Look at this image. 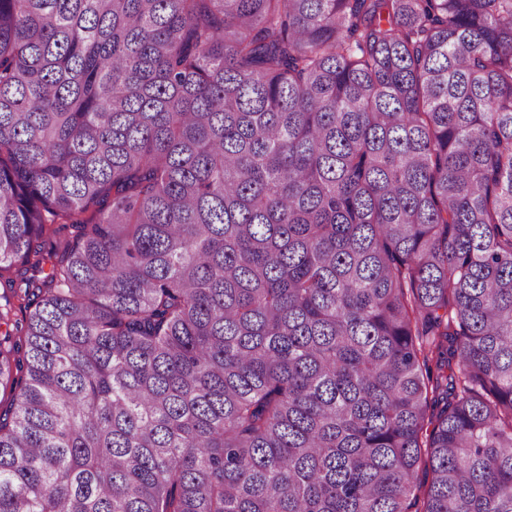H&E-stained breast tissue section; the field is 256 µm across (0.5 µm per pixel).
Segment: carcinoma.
<instances>
[{
    "label": "carcinoma",
    "instance_id": "1",
    "mask_svg": "<svg viewBox=\"0 0 512 512\" xmlns=\"http://www.w3.org/2000/svg\"><path fill=\"white\" fill-rule=\"evenodd\" d=\"M0 284V512H512V0H0Z\"/></svg>",
    "mask_w": 512,
    "mask_h": 512
}]
</instances>
